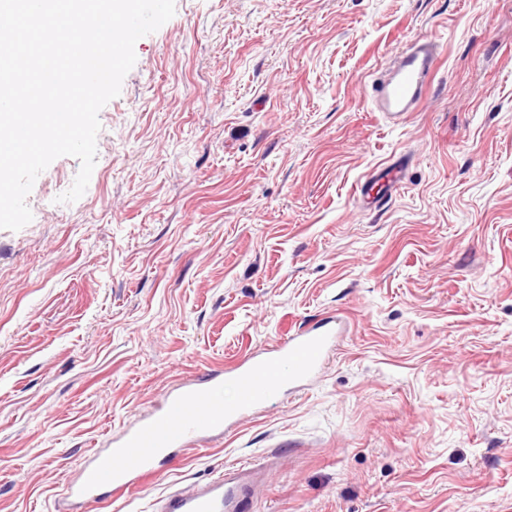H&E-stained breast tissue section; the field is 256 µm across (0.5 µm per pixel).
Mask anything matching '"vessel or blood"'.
<instances>
[{"label":"vessel or blood","mask_w":512,"mask_h":512,"mask_svg":"<svg viewBox=\"0 0 512 512\" xmlns=\"http://www.w3.org/2000/svg\"><path fill=\"white\" fill-rule=\"evenodd\" d=\"M436 64L432 40L417 38L406 43L392 67L372 79L375 111L392 122L406 119L430 92ZM400 180L395 168L370 173L360 187L363 207L384 206ZM337 336L334 330L308 327L281 339L272 354L245 358L233 375L240 388L233 402L222 397L223 378L182 382L165 395L155 414L121 431L113 437L111 447L95 450L79 482L67 488V496L90 501L97 490L106 488L113 499L123 498L174 464L176 449L192 447L222 425L234 423L276 399L285 387L321 370ZM259 477V470L248 465L226 466L222 474L210 478L194 493H168L160 512H245L247 496Z\"/></svg>","instance_id":"b4317fda"}]
</instances>
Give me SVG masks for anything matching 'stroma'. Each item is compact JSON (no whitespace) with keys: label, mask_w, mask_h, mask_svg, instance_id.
<instances>
[{"label":"stroma","mask_w":512,"mask_h":512,"mask_svg":"<svg viewBox=\"0 0 512 512\" xmlns=\"http://www.w3.org/2000/svg\"><path fill=\"white\" fill-rule=\"evenodd\" d=\"M175 5L99 114L84 195L57 203L80 168L57 158L0 229V512H72L90 454L165 392L337 318L304 389L87 512L266 459L253 512H512V5ZM417 37L434 86L392 127L369 76ZM400 180V170L396 167L386 173H370L360 187V201L363 207L371 209L384 206L388 197L397 190ZM378 186L380 187L373 194V190Z\"/></svg>","instance_id":"1"}]
</instances>
